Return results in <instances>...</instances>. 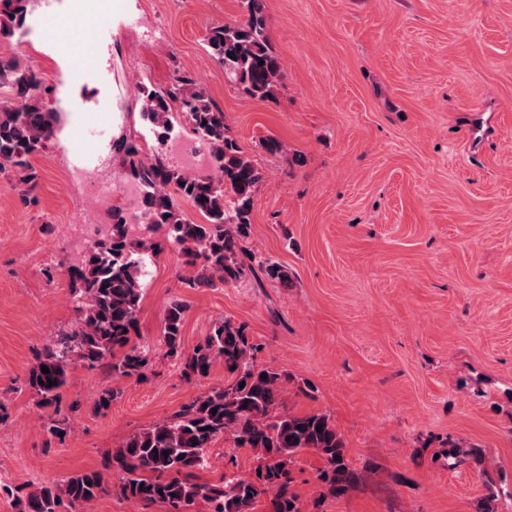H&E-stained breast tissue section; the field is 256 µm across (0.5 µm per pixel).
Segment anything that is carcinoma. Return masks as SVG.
<instances>
[{
    "mask_svg": "<svg viewBox=\"0 0 512 512\" xmlns=\"http://www.w3.org/2000/svg\"><path fill=\"white\" fill-rule=\"evenodd\" d=\"M28 3L0 0V37H12L20 29ZM239 6L240 22L209 30L208 53L229 83L251 98L265 99L274 91L282 63L270 45L264 0H240ZM0 81L11 85L15 97L13 104L0 106V171L15 172L18 183L31 188V158L54 138L58 113L35 68L0 60ZM177 111L209 148L213 172L187 173L159 159L148 161L137 141H123L124 162L142 186L149 231H163L184 264L197 268L185 279L189 288L212 287L217 281L234 284L255 265L267 279L288 282L279 263L247 247L263 173L233 134L224 112L188 75L167 89H147L140 97L143 120L161 135L171 130ZM183 202L202 221L186 219ZM112 220L111 236L94 244L82 266L74 269L81 294L74 327L45 346L28 370L26 385L37 404L53 408L43 429L54 437L62 431L57 402L71 366L106 365L114 376L140 380L151 364L149 350L129 342L137 326L145 261L162 248L151 237L131 241L119 210L112 211ZM187 309L181 301L167 311L163 335L168 354L185 357V374L197 378L208 377L215 362L223 361L229 374L224 386L196 397L170 419L130 435L113 449L116 484L109 485L98 471L29 483L18 499L21 512H77L112 488L126 499L160 503L168 512H252L261 500L269 512H302L293 467L308 450L325 464L319 498H337L353 487L358 476L348 465L344 438L330 417L286 409L282 393L287 376L254 363L259 346L250 342L244 326L226 319L192 351H183L181 327ZM44 366L49 373L42 372ZM50 379L55 384L48 385ZM224 435L233 436L237 447L255 452L252 474H233L218 484L191 481L192 471L207 464L209 448Z\"/></svg>",
    "mask_w": 512,
    "mask_h": 512,
    "instance_id": "1",
    "label": "carcinoma"
}]
</instances>
